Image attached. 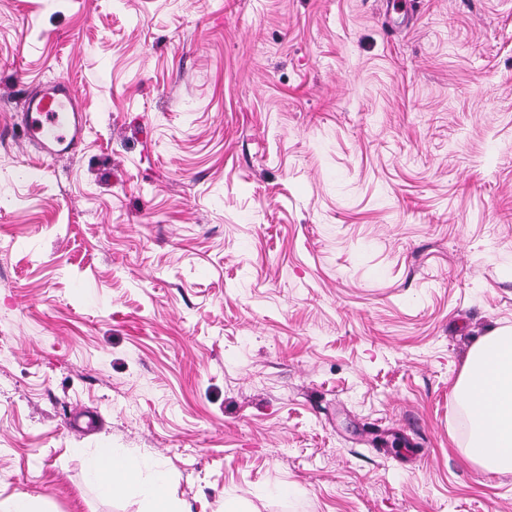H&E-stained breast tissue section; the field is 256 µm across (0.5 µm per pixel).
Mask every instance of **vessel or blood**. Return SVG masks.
Returning <instances> with one entry per match:
<instances>
[{
	"label": "vessel or blood",
	"instance_id": "1",
	"mask_svg": "<svg viewBox=\"0 0 512 512\" xmlns=\"http://www.w3.org/2000/svg\"><path fill=\"white\" fill-rule=\"evenodd\" d=\"M22 123L30 131V144L49 157L72 154L87 128L76 88L62 79L39 85L27 93Z\"/></svg>",
	"mask_w": 512,
	"mask_h": 512
}]
</instances>
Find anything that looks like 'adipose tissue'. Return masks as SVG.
Masks as SVG:
<instances>
[{
  "label": "adipose tissue",
  "mask_w": 512,
  "mask_h": 512,
  "mask_svg": "<svg viewBox=\"0 0 512 512\" xmlns=\"http://www.w3.org/2000/svg\"><path fill=\"white\" fill-rule=\"evenodd\" d=\"M470 423L469 454L489 473L512 471V333H493L470 350L455 385ZM87 479L104 494L132 488L145 512H184L168 495L166 472L115 448L85 457Z\"/></svg>",
  "instance_id": "adipose-tissue-1"
}]
</instances>
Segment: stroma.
Here are the masks:
<instances>
[{"instance_id": "obj_1", "label": "stroma", "mask_w": 512, "mask_h": 512, "mask_svg": "<svg viewBox=\"0 0 512 512\" xmlns=\"http://www.w3.org/2000/svg\"><path fill=\"white\" fill-rule=\"evenodd\" d=\"M508 328L512 0H0V500L512 512L452 393ZM59 110L67 112L63 126L55 119ZM35 122L33 135L30 129ZM22 123L30 144L40 154L49 157L72 154L83 140L87 128V118L80 107L76 88L62 79L39 85L27 93ZM84 469L87 479L106 495L132 488L146 507L143 512H187L169 497L166 472L160 466H148L141 458L116 448H97L85 457Z\"/></svg>"}]
</instances>
